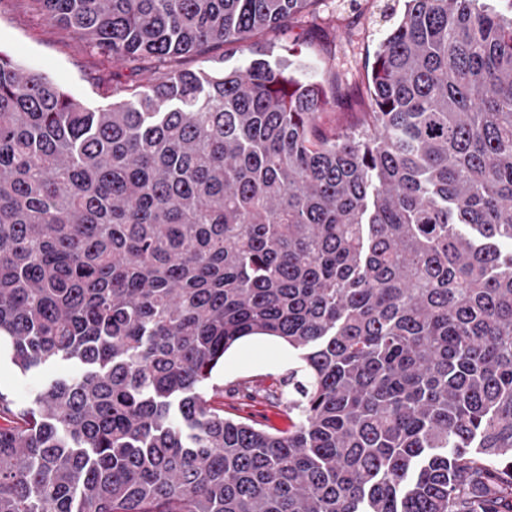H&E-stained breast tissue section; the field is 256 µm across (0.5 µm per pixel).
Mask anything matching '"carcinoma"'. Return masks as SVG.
<instances>
[{
    "label": "carcinoma",
    "instance_id": "cac0c4a2",
    "mask_svg": "<svg viewBox=\"0 0 512 512\" xmlns=\"http://www.w3.org/2000/svg\"><path fill=\"white\" fill-rule=\"evenodd\" d=\"M317 0H31L110 61L96 110L0 51V512H512V16L405 0L358 126L254 41ZM251 335L289 429L205 387ZM250 55L241 50H229L225 48H215L204 56H191L173 60L169 67L175 69H187L197 71L199 69H209L214 66L224 67L225 69L246 68L250 63ZM78 373L71 362H58L22 374L2 348L0 353V389L8 392L19 404H29L35 394L56 378Z\"/></svg>",
    "mask_w": 512,
    "mask_h": 512
}]
</instances>
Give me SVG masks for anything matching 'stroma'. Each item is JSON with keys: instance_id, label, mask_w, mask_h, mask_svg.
Returning a JSON list of instances; mask_svg holds the SVG:
<instances>
[{"instance_id": "35a3bbf8", "label": "stroma", "mask_w": 512, "mask_h": 512, "mask_svg": "<svg viewBox=\"0 0 512 512\" xmlns=\"http://www.w3.org/2000/svg\"><path fill=\"white\" fill-rule=\"evenodd\" d=\"M403 10L404 0H318L297 21L266 30L259 40L277 58L295 51L307 64L310 80L337 86L342 97L329 104L325 126L346 129L370 109L366 82L379 44L391 27L387 16ZM0 51L22 67L43 73L92 108L105 103L102 87L107 77L141 84L152 73L144 60H105L69 30L45 22L30 0H0ZM249 63L247 52L219 47L203 56L177 58L171 66L196 71L214 66L243 69ZM296 362L297 354L288 344L266 336L243 338L214 369L208 395L227 416H251L277 429L289 428L287 413L274 406L271 397L279 379ZM77 371L73 363L58 362L23 373L1 352L0 390L26 405L52 380Z\"/></svg>"}]
</instances>
